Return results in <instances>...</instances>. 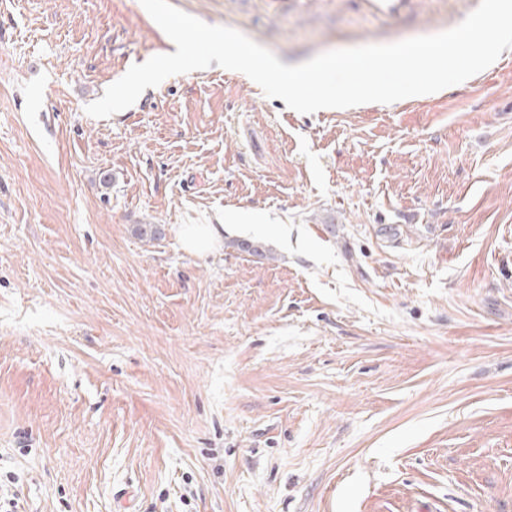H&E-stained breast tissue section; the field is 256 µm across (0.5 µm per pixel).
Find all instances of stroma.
<instances>
[{
	"label": "stroma",
	"instance_id": "1",
	"mask_svg": "<svg viewBox=\"0 0 512 512\" xmlns=\"http://www.w3.org/2000/svg\"><path fill=\"white\" fill-rule=\"evenodd\" d=\"M170 2L286 65L472 7ZM175 50L140 0H0V482L21 512H512V61L447 99L313 114L214 65L86 114ZM185 224L224 241L191 255ZM418 0H360L363 8L371 13L398 16L412 12ZM180 230V243L186 252L205 257L224 241L222 224H189Z\"/></svg>",
	"mask_w": 512,
	"mask_h": 512
}]
</instances>
